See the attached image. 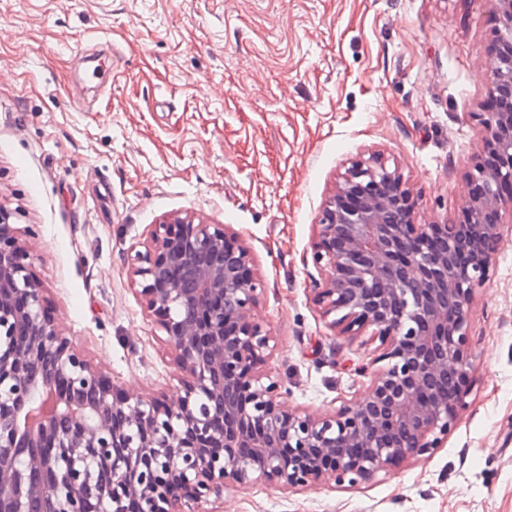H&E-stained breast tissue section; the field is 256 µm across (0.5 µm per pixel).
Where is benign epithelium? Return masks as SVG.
I'll return each mask as SVG.
<instances>
[{
  "label": "benign epithelium",
  "mask_w": 512,
  "mask_h": 512,
  "mask_svg": "<svg viewBox=\"0 0 512 512\" xmlns=\"http://www.w3.org/2000/svg\"><path fill=\"white\" fill-rule=\"evenodd\" d=\"M490 63L481 150L459 224L415 223L401 173L349 163L315 225L313 301L338 335L372 330L368 395L332 413L288 405L263 373L252 248L228 225L174 216L129 256L175 352L183 395L146 399L92 367L49 310L33 256L0 212V512H205L230 484H357L433 453L466 408L467 318L512 225V0Z\"/></svg>",
  "instance_id": "benign-epithelium-1"
}]
</instances>
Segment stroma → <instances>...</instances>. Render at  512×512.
<instances>
[{"mask_svg": "<svg viewBox=\"0 0 512 512\" xmlns=\"http://www.w3.org/2000/svg\"><path fill=\"white\" fill-rule=\"evenodd\" d=\"M494 0H0V210L59 327L118 385L177 398L126 253L155 224H227L257 256L264 371L290 404L363 396L375 340L313 302L314 226L353 158L398 167L420 224L459 222L481 146ZM444 448L355 487L231 486L209 512H512V237L468 322Z\"/></svg>", "mask_w": 512, "mask_h": 512, "instance_id": "obj_1", "label": "stroma"}]
</instances>
